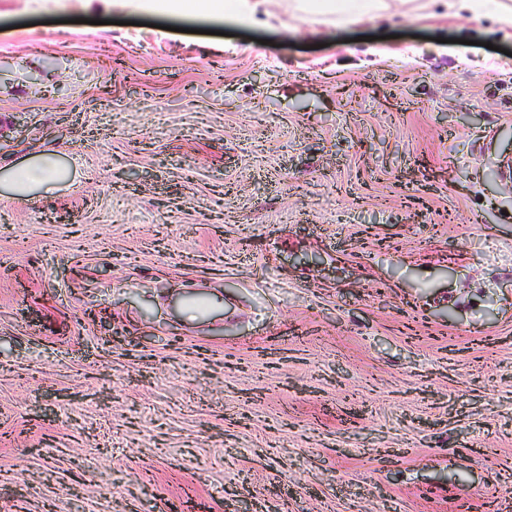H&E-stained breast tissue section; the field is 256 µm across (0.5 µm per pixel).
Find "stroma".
<instances>
[{
  "label": "stroma",
  "instance_id": "1",
  "mask_svg": "<svg viewBox=\"0 0 512 512\" xmlns=\"http://www.w3.org/2000/svg\"><path fill=\"white\" fill-rule=\"evenodd\" d=\"M390 2L0 0V506L512 512V27ZM267 0H144L153 10L177 12L186 15L223 17L241 23L254 22L261 2ZM297 8L312 15L336 16L338 25H347L362 18H373L383 8L382 0H304ZM57 177V171L48 159L36 162L15 175L14 187L19 192L40 187Z\"/></svg>",
  "mask_w": 512,
  "mask_h": 512
}]
</instances>
